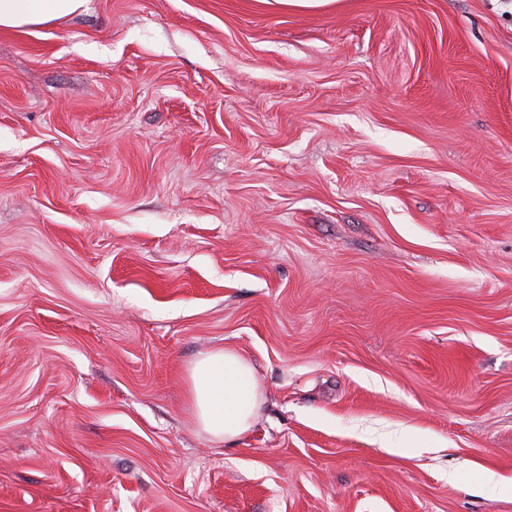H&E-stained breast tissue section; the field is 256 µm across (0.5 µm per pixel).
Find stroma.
Here are the masks:
<instances>
[{
    "instance_id": "obj_1",
    "label": "stroma",
    "mask_w": 512,
    "mask_h": 512,
    "mask_svg": "<svg viewBox=\"0 0 512 512\" xmlns=\"http://www.w3.org/2000/svg\"><path fill=\"white\" fill-rule=\"evenodd\" d=\"M0 512H512V0L0 29ZM190 413L214 441L231 442L252 427L263 397L251 364L231 349L201 354L187 372Z\"/></svg>"
}]
</instances>
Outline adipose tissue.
Segmentation results:
<instances>
[{
    "label": "adipose tissue",
    "instance_id": "obj_1",
    "mask_svg": "<svg viewBox=\"0 0 512 512\" xmlns=\"http://www.w3.org/2000/svg\"><path fill=\"white\" fill-rule=\"evenodd\" d=\"M88 0H0V28L40 26L84 9ZM190 413L214 441L230 442L252 427L263 397L251 364L237 352L214 348L187 372Z\"/></svg>",
    "mask_w": 512,
    "mask_h": 512
}]
</instances>
